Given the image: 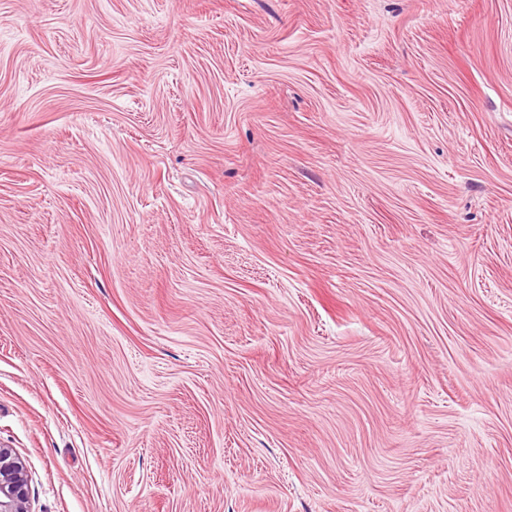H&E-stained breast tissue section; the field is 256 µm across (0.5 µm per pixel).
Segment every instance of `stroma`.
<instances>
[{
    "label": "stroma",
    "mask_w": 512,
    "mask_h": 512,
    "mask_svg": "<svg viewBox=\"0 0 512 512\" xmlns=\"http://www.w3.org/2000/svg\"><path fill=\"white\" fill-rule=\"evenodd\" d=\"M0 443L31 512H512V0H0Z\"/></svg>",
    "instance_id": "obj_1"
}]
</instances>
